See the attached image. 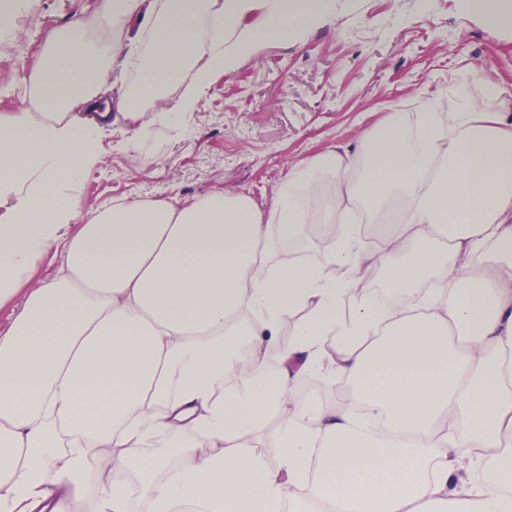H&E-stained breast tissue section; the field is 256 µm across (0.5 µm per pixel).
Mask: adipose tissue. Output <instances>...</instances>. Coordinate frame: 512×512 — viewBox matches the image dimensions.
<instances>
[{
    "mask_svg": "<svg viewBox=\"0 0 512 512\" xmlns=\"http://www.w3.org/2000/svg\"><path fill=\"white\" fill-rule=\"evenodd\" d=\"M330 5L96 0L47 37L24 107L0 113V307L23 299L0 332V512L81 498L90 512H512V102L498 85L474 97L465 78L463 108L436 96L389 113L359 145L290 168L263 207L216 189L80 208L107 126L125 122L134 147L185 133L219 77ZM117 68L136 85L98 111ZM363 210L385 221L374 255ZM315 223L323 261L269 260ZM53 250L64 270L25 288ZM372 264L399 310L365 286ZM313 374L348 383L349 401L300 397ZM97 455L126 478L92 470Z\"/></svg>",
    "mask_w": 512,
    "mask_h": 512,
    "instance_id": "obj_1",
    "label": "adipose tissue"
}]
</instances>
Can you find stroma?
<instances>
[{
  "instance_id": "stroma-1",
  "label": "stroma",
  "mask_w": 512,
  "mask_h": 512,
  "mask_svg": "<svg viewBox=\"0 0 512 512\" xmlns=\"http://www.w3.org/2000/svg\"><path fill=\"white\" fill-rule=\"evenodd\" d=\"M96 0H14L0 33V113L19 108L46 37L90 13ZM470 73L512 92V24L467 0H335L323 24L269 40L203 94L189 135L125 147L108 127L82 208L115 199L193 198L213 189L265 204L291 166L331 146L356 144L387 112L419 111L432 96L462 106L450 79Z\"/></svg>"
}]
</instances>
